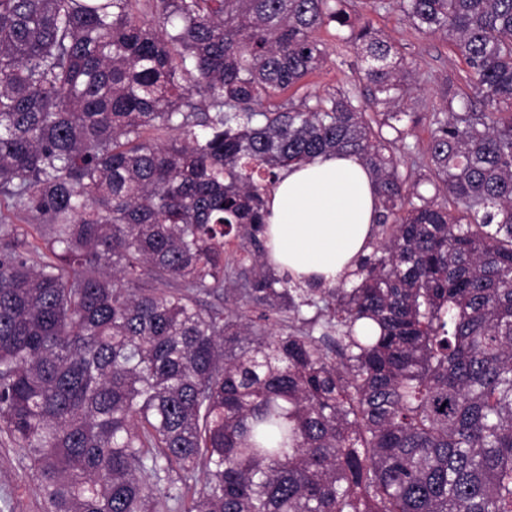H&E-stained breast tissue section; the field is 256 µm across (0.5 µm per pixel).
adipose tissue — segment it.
<instances>
[{
    "label": "adipose tissue",
    "mask_w": 512,
    "mask_h": 512,
    "mask_svg": "<svg viewBox=\"0 0 512 512\" xmlns=\"http://www.w3.org/2000/svg\"><path fill=\"white\" fill-rule=\"evenodd\" d=\"M268 259L297 281L333 286L366 254L378 211L375 180L353 155L291 167L267 200Z\"/></svg>",
    "instance_id": "1"
}]
</instances>
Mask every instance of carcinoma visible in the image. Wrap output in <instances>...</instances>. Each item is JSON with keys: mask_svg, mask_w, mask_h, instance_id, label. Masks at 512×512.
Masks as SVG:
<instances>
[{"mask_svg": "<svg viewBox=\"0 0 512 512\" xmlns=\"http://www.w3.org/2000/svg\"><path fill=\"white\" fill-rule=\"evenodd\" d=\"M355 8L0 0V195L48 251L0 235V432L45 512H512V0H396L480 88L420 114ZM332 27L365 92L288 96ZM327 153L379 211L322 289L260 234Z\"/></svg>", "mask_w": 512, "mask_h": 512, "instance_id": "1", "label": "carcinoma"}]
</instances>
